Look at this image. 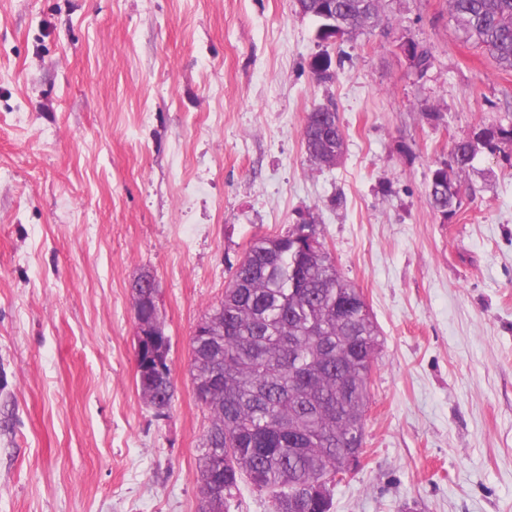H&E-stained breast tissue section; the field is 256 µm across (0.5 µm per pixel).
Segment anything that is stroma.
I'll use <instances>...</instances> for the list:
<instances>
[{"instance_id": "obj_1", "label": "stroma", "mask_w": 512, "mask_h": 512, "mask_svg": "<svg viewBox=\"0 0 512 512\" xmlns=\"http://www.w3.org/2000/svg\"><path fill=\"white\" fill-rule=\"evenodd\" d=\"M383 11L322 82L294 0H0V512H198L193 329L255 237L309 217L381 331L330 512H512V162L479 153L453 217L426 201L512 72L446 0ZM408 39L432 49L424 78ZM328 102L333 167L303 143ZM143 272L172 343L162 417L136 384ZM303 140L312 160L320 165H335L345 150V135L336 109L331 110V105H322L309 112Z\"/></svg>"}]
</instances>
